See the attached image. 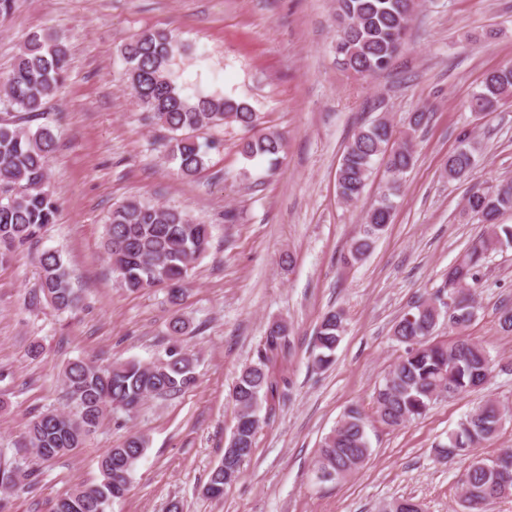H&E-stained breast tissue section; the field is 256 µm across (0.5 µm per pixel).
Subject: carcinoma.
I'll return each mask as SVG.
<instances>
[{"instance_id": "1", "label": "carcinoma", "mask_w": 512, "mask_h": 512, "mask_svg": "<svg viewBox=\"0 0 512 512\" xmlns=\"http://www.w3.org/2000/svg\"><path fill=\"white\" fill-rule=\"evenodd\" d=\"M414 11V0H337V40L343 44L339 55L344 68L367 77L385 70L403 43ZM186 45L167 31H146L121 47L126 64L130 94L151 114L155 124L172 133L169 158L179 173L190 177L206 163L207 150L215 142H200L196 132L237 125L250 136L241 143L248 158L278 160L284 138L262 128V116L245 102L221 91L193 93L179 82L175 66ZM69 48L48 33L33 32L23 40L13 69L0 86V104L27 115H37L55 96L68 71ZM512 98V64L486 75L469 108L489 112ZM425 113L415 112L409 132L393 140L392 126L380 118L358 130L345 146L336 173L337 192L352 202L363 194L376 161L385 166L386 191L372 204L365 221L364 236L350 245L347 262L361 260L375 239L392 223L395 205L392 196L415 164L412 132L419 128ZM52 129H35L20 122L0 120V262L20 246L38 241L44 228L55 223L57 203L46 189V159L55 149ZM474 169L473 154L465 144L448 157V178L465 180ZM465 211L488 226L470 247L465 258L448 269V296L456 304L446 315L441 294L418 301L393 325L392 336L403 354L375 389L373 414L388 428H397L424 416L441 397L459 396L482 388L494 370L488 349L465 334L476 316L475 292L481 269L490 250L512 247V225L498 218L512 212V182L494 188H470ZM212 226L194 221L181 210L125 201L112 209L104 243L107 258L122 286L132 292L162 281H171L179 299L183 284L195 263L209 250ZM40 278L36 294L56 310H74L79 296L72 287V276L56 250L39 256ZM448 317V332L455 338L445 347L431 345L442 317ZM345 313L331 311L321 319L315 334L314 362L323 368L333 362L345 331ZM65 393L75 412L54 410L39 414L30 424L26 447L45 460L65 456L82 447L106 417L116 411L136 410L144 399L170 396L195 385L193 356L171 349L166 357L144 364L138 360L100 367L91 359L78 358L62 371ZM273 390L266 358L245 366L237 377L232 397L241 424L234 446L224 449V459L214 467L205 485L212 499L224 497L236 481L260 427L257 419L262 396ZM508 417L496 401L488 398L462 418L448 433L447 440L434 448L445 462H468L459 480L461 512H490L486 498L501 468L512 475V450L506 449L493 462L477 454V447L495 437ZM367 420L357 408L348 409L321 441L311 472L347 478L357 472L372 454L366 432ZM147 441L141 434L130 435L122 448H108L99 459L102 480L60 495L54 512H110L114 501L128 491L137 463ZM29 475L0 461V489L9 490ZM382 512H424L413 498H395L382 506Z\"/></svg>"}]
</instances>
